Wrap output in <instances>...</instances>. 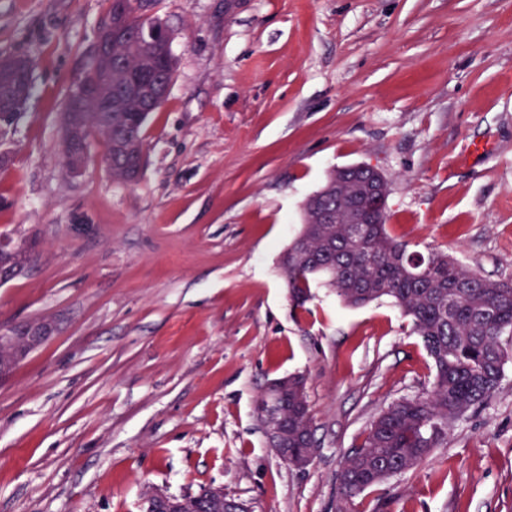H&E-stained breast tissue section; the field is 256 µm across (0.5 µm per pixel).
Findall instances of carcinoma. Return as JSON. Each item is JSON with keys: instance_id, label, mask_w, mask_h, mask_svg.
<instances>
[{"instance_id": "obj_1", "label": "carcinoma", "mask_w": 512, "mask_h": 512, "mask_svg": "<svg viewBox=\"0 0 512 512\" xmlns=\"http://www.w3.org/2000/svg\"><path fill=\"white\" fill-rule=\"evenodd\" d=\"M156 0H112V10L126 14L132 29L142 24L141 5ZM177 57L134 34L112 46V140L104 141L112 158V180L123 185L130 169L144 159L138 114L157 111L162 102L129 97L121 74L128 68L156 70L160 83H171ZM356 180L338 169L303 205L302 224L281 253L279 267L295 308L313 298L320 283L350 307L390 299L411 321L435 371L423 396L402 398L371 422L358 450L345 457L338 474L336 512L365 490L404 473L444 447L448 425L483 405L498 388L512 344V278L492 280L446 252L411 251L390 235L387 210H371L368 224H324L321 214L354 190ZM288 403L282 427L288 430V453L314 457L319 448L302 375L270 383L259 401L270 396Z\"/></svg>"}]
</instances>
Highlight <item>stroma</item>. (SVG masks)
Segmentation results:
<instances>
[{"instance_id": "stroma-1", "label": "stroma", "mask_w": 512, "mask_h": 512, "mask_svg": "<svg viewBox=\"0 0 512 512\" xmlns=\"http://www.w3.org/2000/svg\"><path fill=\"white\" fill-rule=\"evenodd\" d=\"M108 0H0V57L33 66L0 150V238L32 239L0 330L51 337L0 377V512H139L150 488L219 485L250 512H336L373 418L430 390L410 321L324 286L293 307L278 266L329 171L390 184L388 230L512 277V0H158L178 69L113 182L95 144L62 163L61 117ZM475 139L491 150L465 156ZM302 374L319 449L269 448L257 402ZM352 512H512V360L448 444Z\"/></svg>"}]
</instances>
